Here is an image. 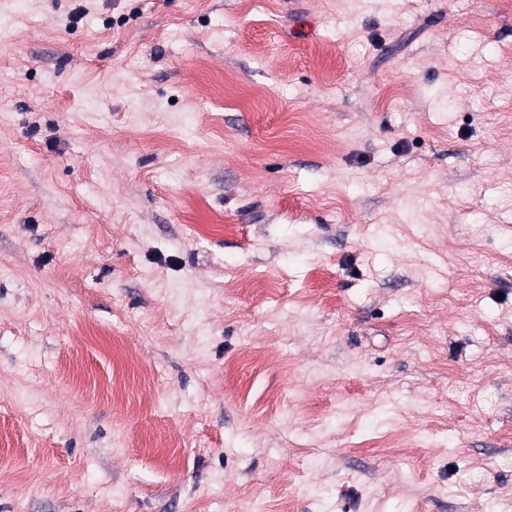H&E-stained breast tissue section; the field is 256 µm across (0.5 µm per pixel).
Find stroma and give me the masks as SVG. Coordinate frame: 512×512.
Wrapping results in <instances>:
<instances>
[{
  "label": "stroma",
  "mask_w": 512,
  "mask_h": 512,
  "mask_svg": "<svg viewBox=\"0 0 512 512\" xmlns=\"http://www.w3.org/2000/svg\"><path fill=\"white\" fill-rule=\"evenodd\" d=\"M0 512H512V6L0 0Z\"/></svg>",
  "instance_id": "35a3bbf8"
}]
</instances>
